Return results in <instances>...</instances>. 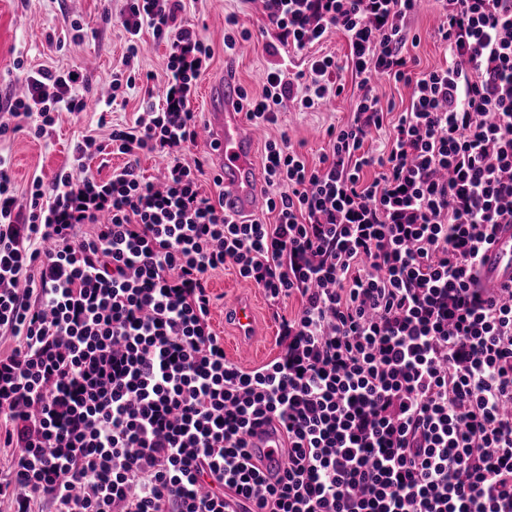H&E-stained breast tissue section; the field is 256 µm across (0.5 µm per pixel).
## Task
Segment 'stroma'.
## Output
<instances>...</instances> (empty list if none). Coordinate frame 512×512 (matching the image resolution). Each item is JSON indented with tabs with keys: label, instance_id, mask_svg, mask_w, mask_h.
Instances as JSON below:
<instances>
[{
	"label": "stroma",
	"instance_id": "obj_1",
	"mask_svg": "<svg viewBox=\"0 0 512 512\" xmlns=\"http://www.w3.org/2000/svg\"><path fill=\"white\" fill-rule=\"evenodd\" d=\"M186 16L194 24L200 37L213 51L210 73L231 69L241 89L249 96L261 94L264 74L274 57L268 49L271 35L263 31L264 20L246 0H187ZM119 0H0V106L18 94L13 61L24 57L33 67H84L91 84L85 93L87 107L73 115L61 112L54 132L47 139H34L19 132L0 139V156L9 160L19 191H26L34 177L51 181L55 173L67 162L71 146L82 135H93L98 143L108 141L113 125H133L141 110L143 89L129 93L125 108L110 113L108 125H101L99 117L105 111V101L111 95L110 74L119 66L125 54V38L116 22L105 19L106 12H118ZM237 14L240 25L249 29L252 37L248 53L224 50V19ZM81 19L85 35L74 40L71 30L73 19ZM439 16L434 0H427L423 9L408 25L409 43L406 56L411 67L418 72L440 66L446 61V48L436 35ZM321 53L335 56L339 67L337 79L344 91L330 98L324 105L299 110L287 105L278 114L276 124L267 125L265 139L277 140L288 136L309 163H317L327 147L325 133L350 120L356 103L357 80L347 66L348 44L340 33H329L319 46ZM209 288L213 296L211 327L224 339L232 338L233 325L227 313L238 297L255 301L257 306L256 333L251 350L225 346L226 358L241 367L251 369L272 360L279 352L276 344V313L297 311V300H289L273 307L259 288L244 281L233 267L211 273Z\"/></svg>",
	"mask_w": 512,
	"mask_h": 512
}]
</instances>
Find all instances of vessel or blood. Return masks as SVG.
<instances>
[{
	"instance_id": "1",
	"label": "vessel or blood",
	"mask_w": 512,
	"mask_h": 512,
	"mask_svg": "<svg viewBox=\"0 0 512 512\" xmlns=\"http://www.w3.org/2000/svg\"><path fill=\"white\" fill-rule=\"evenodd\" d=\"M204 121L200 141L209 152L224 189V208L236 216L251 214L260 199L262 177L254 154L262 131L248 119L240 88L231 73L211 78L204 88ZM479 276L490 288L512 290V225H501L482 251ZM238 341L253 337L257 320L250 301L231 310Z\"/></svg>"
}]
</instances>
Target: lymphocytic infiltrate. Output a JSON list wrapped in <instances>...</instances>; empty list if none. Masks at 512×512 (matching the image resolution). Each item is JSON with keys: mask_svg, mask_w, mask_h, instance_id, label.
<instances>
[{"mask_svg": "<svg viewBox=\"0 0 512 512\" xmlns=\"http://www.w3.org/2000/svg\"><path fill=\"white\" fill-rule=\"evenodd\" d=\"M422 0H261L297 52L346 37L360 94L317 164L267 141L268 218L208 193L191 109L213 53L184 0H123L117 105L135 89L143 31L169 48L127 163L99 179L82 136L51 181L18 193L0 157V498L13 512H512V299L479 286L483 246L512 224V0H435L449 58L416 74L403 54ZM0 137L52 135L82 112L80 66L34 69ZM332 56L277 62L248 99L255 125L344 86ZM404 83L389 117L372 75ZM388 129L380 154L365 150ZM167 160L162 184L132 157ZM232 265L279 318V355L228 361L210 325V272ZM278 433L266 473L251 439Z\"/></svg>", "mask_w": 512, "mask_h": 512, "instance_id": "lymphocytic-infiltrate-1", "label": "lymphocytic infiltrate"}]
</instances>
